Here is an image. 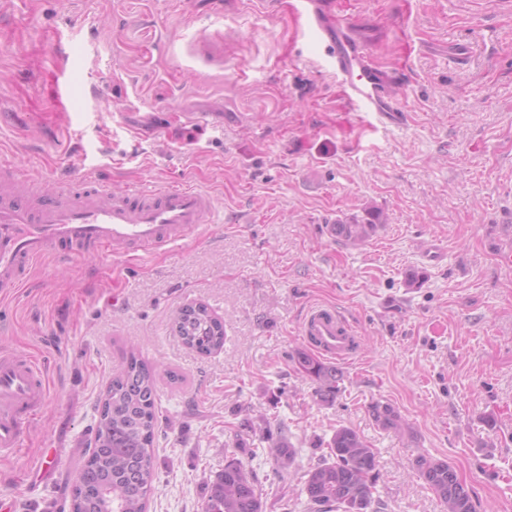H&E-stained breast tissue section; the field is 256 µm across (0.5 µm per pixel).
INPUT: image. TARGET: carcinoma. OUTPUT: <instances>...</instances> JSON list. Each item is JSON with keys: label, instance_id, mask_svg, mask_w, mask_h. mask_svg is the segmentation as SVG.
<instances>
[{"label": "carcinoma", "instance_id": "obj_1", "mask_svg": "<svg viewBox=\"0 0 512 512\" xmlns=\"http://www.w3.org/2000/svg\"><path fill=\"white\" fill-rule=\"evenodd\" d=\"M380 226V214L352 217L335 225L336 235L356 246ZM173 327L183 343L202 355L224 347V324L202 304L178 310ZM298 370L316 384L324 403H332L343 375L336 365L298 350ZM155 369L129 351L112 377L96 424L97 446L80 464L73 488L71 512H147L154 481V442L158 429ZM382 427H400V415L389 404L370 407ZM329 459L306 473L304 491L317 512H368L378 478L376 455L349 427L337 428L327 444ZM269 454L279 467L293 462L295 450L284 438L272 442ZM421 479L445 504L447 512H473L469 490L456 469L444 460L419 455L414 460ZM204 512H263V502L250 471L239 459L229 461L207 483Z\"/></svg>", "mask_w": 512, "mask_h": 512}]
</instances>
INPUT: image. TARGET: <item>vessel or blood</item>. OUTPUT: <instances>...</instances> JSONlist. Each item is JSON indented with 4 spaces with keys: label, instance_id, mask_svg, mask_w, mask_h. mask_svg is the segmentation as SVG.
I'll return each instance as SVG.
<instances>
[{
    "label": "vessel or blood",
    "instance_id": "1",
    "mask_svg": "<svg viewBox=\"0 0 512 512\" xmlns=\"http://www.w3.org/2000/svg\"><path fill=\"white\" fill-rule=\"evenodd\" d=\"M309 27L324 42L343 93L360 112L391 124L403 121L402 71L378 65L368 45L353 33L349 18L307 11ZM25 171L0 164V294L9 296L46 255L60 262L131 247L184 241L197 227L212 223V198L183 185L140 184L115 193L101 179L85 177L78 189L46 192L29 186ZM301 333L320 356L347 360L357 342L349 323L334 308H317L303 320ZM47 399L45 369L35 358L0 352V454L23 447L26 431Z\"/></svg>",
    "mask_w": 512,
    "mask_h": 512
}]
</instances>
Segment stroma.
Listing matches in <instances>:
<instances>
[{"label": "stroma", "mask_w": 512, "mask_h": 512, "mask_svg": "<svg viewBox=\"0 0 512 512\" xmlns=\"http://www.w3.org/2000/svg\"><path fill=\"white\" fill-rule=\"evenodd\" d=\"M343 9L376 62L403 69L402 125L349 108L286 0H0V160L50 189L84 172L115 191L177 180L219 215L150 253L39 263L0 298V347L49 362L24 445L70 460L21 496L26 455H0L14 512H68L132 344L159 370L148 512H203L206 479L232 459L256 472L263 512H313L304 475L342 426L376 453L379 512H446L412 467L421 454L456 468L475 512H512V0ZM370 211L382 225L364 245L331 235ZM190 303L223 322L220 352L174 332ZM318 305L360 338L330 404L291 359ZM376 401L401 430L376 424ZM269 431L295 449L289 470L267 456Z\"/></svg>", "instance_id": "35a3bbf8"}]
</instances>
